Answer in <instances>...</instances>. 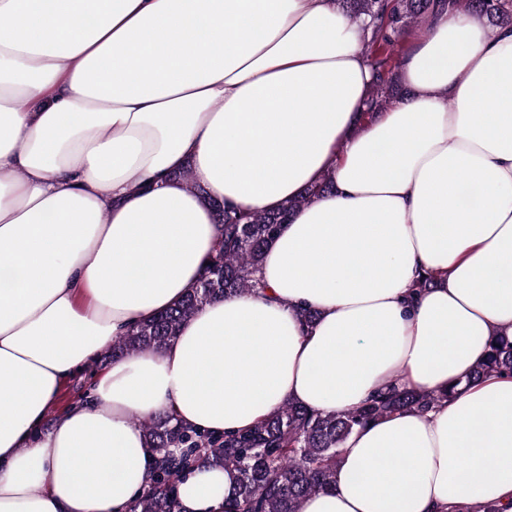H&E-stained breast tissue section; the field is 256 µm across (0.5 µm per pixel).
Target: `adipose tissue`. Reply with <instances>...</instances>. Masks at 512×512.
<instances>
[{
    "label": "adipose tissue",
    "instance_id": "adipose-tissue-1",
    "mask_svg": "<svg viewBox=\"0 0 512 512\" xmlns=\"http://www.w3.org/2000/svg\"><path fill=\"white\" fill-rule=\"evenodd\" d=\"M363 38L337 0H0V512H129L142 416L243 431L391 386L453 395L356 429L302 512L512 500V379H468L512 336V27L430 16L410 95L370 117ZM327 176L259 288L114 361L42 432L67 378L199 279L205 197L268 212ZM232 486L195 467L180 510Z\"/></svg>",
    "mask_w": 512,
    "mask_h": 512
}]
</instances>
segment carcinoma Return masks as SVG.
Masks as SVG:
<instances>
[{"label":"carcinoma","instance_id":"1","mask_svg":"<svg viewBox=\"0 0 512 512\" xmlns=\"http://www.w3.org/2000/svg\"><path fill=\"white\" fill-rule=\"evenodd\" d=\"M350 19L371 30L365 53L374 74L368 107L372 112L397 94L404 28L448 8L477 12L492 25H512V0H339ZM176 178L204 196L219 228L215 248L206 258L199 280L170 309L141 322L112 343V358L152 349L176 339L181 324L203 306L228 296L249 294L259 287L257 274L265 251L282 225L300 207L333 188L330 177L304 189L270 213H244L205 196L191 180L190 170ZM477 378L512 377V338L494 336ZM449 393L391 389L357 408L334 414L307 411L288 402L244 432L204 433L172 415L140 419L147 446L153 453L148 481L129 512H178L179 490L198 464L220 467L233 474L231 496L218 512H301L304 500L333 486L340 448L359 426L396 412H427L448 400ZM448 512H512V501L497 498L455 505Z\"/></svg>","mask_w":512,"mask_h":512}]
</instances>
